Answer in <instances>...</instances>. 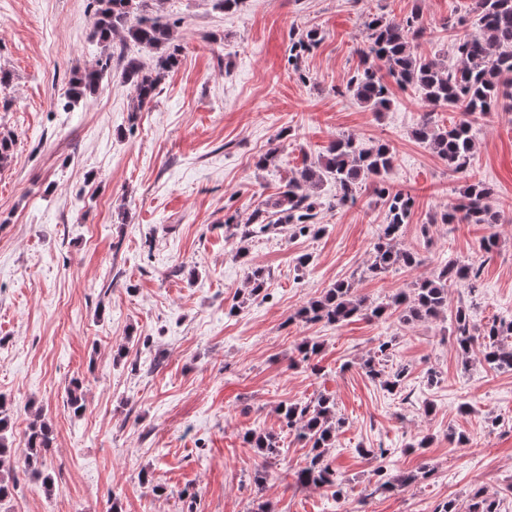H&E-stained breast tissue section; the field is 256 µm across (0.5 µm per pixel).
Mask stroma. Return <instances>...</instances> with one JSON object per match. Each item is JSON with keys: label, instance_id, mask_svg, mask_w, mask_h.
<instances>
[{"label": "stroma", "instance_id": "35a3bbf8", "mask_svg": "<svg viewBox=\"0 0 512 512\" xmlns=\"http://www.w3.org/2000/svg\"><path fill=\"white\" fill-rule=\"evenodd\" d=\"M182 47L180 65L141 111L123 78L127 57L154 54L92 37L93 0H0V133L12 136L0 168V398L14 446L34 414L54 430L46 454L54 486L19 477L0 512H470L483 489L512 512V372L481 351L462 358L447 316L404 323L399 313L341 324L296 312L340 281L367 305L433 276L448 261L480 266L475 290L448 291L476 328L512 313V108L499 104L473 128L465 172L413 132L426 112L444 127L459 113L432 106L393 78L388 110L347 90L376 13H418L416 52L455 65L454 36L475 30V0H148ZM317 30L298 65L290 39ZM107 61L96 90L62 109L74 68ZM388 142L385 176L414 208L397 245L417 265L375 275L372 248L383 200L363 183L355 205L329 204L316 236L283 225L240 241L224 225L275 199L304 163L340 134ZM274 161L259 166L271 147ZM467 181L489 185L495 224H438ZM492 238V254L480 249ZM308 256L299 267L300 256ZM266 271L250 294V268ZM389 343L381 377L363 363ZM316 345L303 359L304 345ZM402 371V390L384 378ZM80 381L85 409L68 410ZM330 397L342 418L326 454L342 494L300 484L309 445L283 432L281 406ZM279 437L267 454L246 433ZM384 448L385 457L367 456ZM414 475L402 491L380 475Z\"/></svg>", "mask_w": 512, "mask_h": 512}]
</instances>
